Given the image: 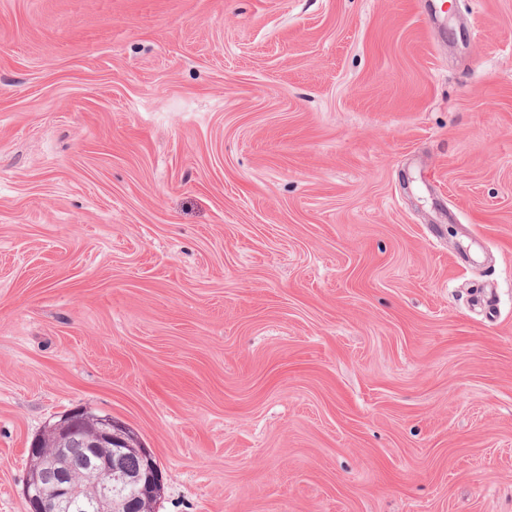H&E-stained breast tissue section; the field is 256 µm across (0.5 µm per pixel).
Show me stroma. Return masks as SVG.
<instances>
[{
	"instance_id": "1",
	"label": "stroma",
	"mask_w": 512,
	"mask_h": 512,
	"mask_svg": "<svg viewBox=\"0 0 512 512\" xmlns=\"http://www.w3.org/2000/svg\"><path fill=\"white\" fill-rule=\"evenodd\" d=\"M77 408L156 512H512V0H0V512Z\"/></svg>"
}]
</instances>
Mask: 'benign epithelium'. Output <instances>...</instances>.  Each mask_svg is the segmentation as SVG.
<instances>
[{"label": "benign epithelium", "mask_w": 512, "mask_h": 512, "mask_svg": "<svg viewBox=\"0 0 512 512\" xmlns=\"http://www.w3.org/2000/svg\"><path fill=\"white\" fill-rule=\"evenodd\" d=\"M84 448L91 449L83 480L78 482L69 472L44 462L34 472L24 487V497L29 512H57L63 507L100 506L115 512L123 507L133 508L112 497V490L128 484L136 485L145 500L154 501L163 485V474L150 451L144 452L142 471L128 475L113 467L112 460L122 454L132 441L124 432L116 430L112 421L103 419L86 436L79 438Z\"/></svg>", "instance_id": "7a95c632"}]
</instances>
